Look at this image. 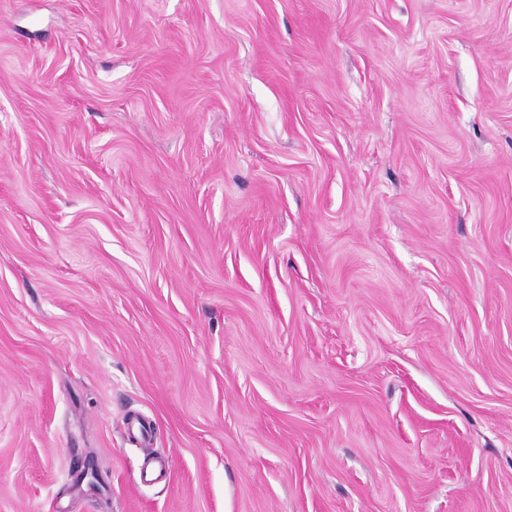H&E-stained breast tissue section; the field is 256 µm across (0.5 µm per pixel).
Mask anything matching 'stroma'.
Instances as JSON below:
<instances>
[{
	"mask_svg": "<svg viewBox=\"0 0 512 512\" xmlns=\"http://www.w3.org/2000/svg\"><path fill=\"white\" fill-rule=\"evenodd\" d=\"M0 512H512V0H0Z\"/></svg>",
	"mask_w": 512,
	"mask_h": 512,
	"instance_id": "obj_1",
	"label": "stroma"
}]
</instances>
